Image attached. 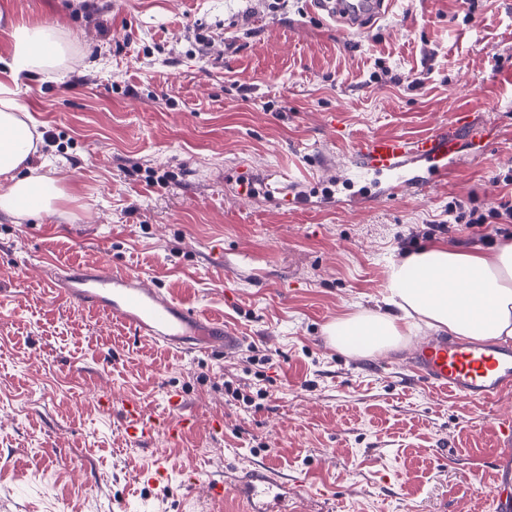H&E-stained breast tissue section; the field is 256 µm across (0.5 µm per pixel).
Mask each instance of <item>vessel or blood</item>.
Here are the masks:
<instances>
[{
  "mask_svg": "<svg viewBox=\"0 0 512 512\" xmlns=\"http://www.w3.org/2000/svg\"><path fill=\"white\" fill-rule=\"evenodd\" d=\"M317 8L343 28L360 32L367 22L388 12L390 0H313ZM500 137L499 129L477 121L463 111L455 120L416 137L375 134L352 141L348 153L359 175L393 177V192L429 196L448 179V162L466 140L488 150ZM52 293L82 307H92L134 330L144 340L179 349L205 353H235L242 342L237 329L223 320L204 317L161 289L149 285L138 274L107 264L88 269L60 266L50 270ZM414 366L423 383L437 394L467 399L480 404L498 401L512 391V348L494 343H470L448 339L423 342L413 352ZM168 415H156L138 403L126 404L123 413L128 436L136 441L162 437L175 442L192 426L180 413L178 393L168 398ZM496 452L492 483L500 485L512 456V419H501L496 428ZM207 494L215 508L226 496L245 502L248 512H298L297 489L281 483L273 468L246 471L233 480L213 479Z\"/></svg>",
  "mask_w": 512,
  "mask_h": 512,
  "instance_id": "1",
  "label": "vessel or blood"
}]
</instances>
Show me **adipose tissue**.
Here are the masks:
<instances>
[{"instance_id": "1", "label": "adipose tissue", "mask_w": 512, "mask_h": 512, "mask_svg": "<svg viewBox=\"0 0 512 512\" xmlns=\"http://www.w3.org/2000/svg\"><path fill=\"white\" fill-rule=\"evenodd\" d=\"M11 76L50 69L63 60L54 31L15 29ZM40 143L36 122L14 98H0V210L14 217L49 213L61 196L45 177L20 171ZM387 311L348 313L326 327L330 343L361 357L405 346L410 319L429 330L476 341L512 340V241L489 253H462L442 246L411 254L388 273Z\"/></svg>"}]
</instances>
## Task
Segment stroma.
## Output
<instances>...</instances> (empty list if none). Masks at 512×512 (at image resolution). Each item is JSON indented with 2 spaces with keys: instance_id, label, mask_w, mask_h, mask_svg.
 I'll return each mask as SVG.
<instances>
[{
  "instance_id": "stroma-1",
  "label": "stroma",
  "mask_w": 512,
  "mask_h": 512,
  "mask_svg": "<svg viewBox=\"0 0 512 512\" xmlns=\"http://www.w3.org/2000/svg\"><path fill=\"white\" fill-rule=\"evenodd\" d=\"M393 0L346 33L292 0H0V57L15 28L53 27V71L9 80L50 139L23 175L63 190L52 213L0 211V512H211L205 478L276 465L302 512H490L494 427L512 394L484 406L433 394L410 346L370 358L326 325L377 311L392 262L445 245L488 251L475 229L430 233L450 201L487 208L512 174V0ZM465 110L501 135L426 197L345 181L350 136L414 135ZM265 183L235 193L239 166ZM314 184L292 211L278 182ZM109 263L238 329L231 355L148 344L50 293L47 272ZM269 355L248 374V346ZM265 389L259 408L224 391ZM194 428L138 443L123 404L157 413L169 393ZM222 420V432L212 429ZM55 451L58 465L43 457ZM164 455L168 479L138 480Z\"/></svg>"
}]
</instances>
